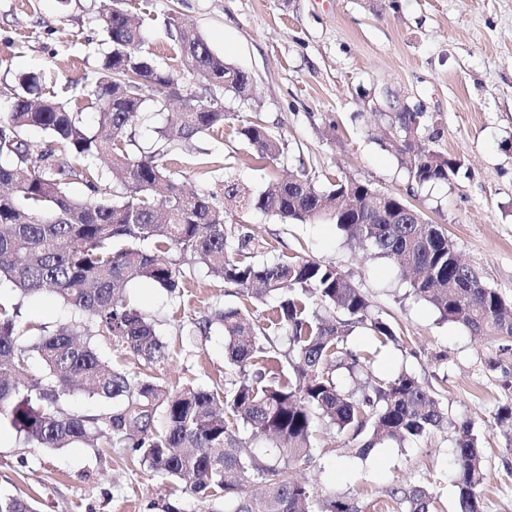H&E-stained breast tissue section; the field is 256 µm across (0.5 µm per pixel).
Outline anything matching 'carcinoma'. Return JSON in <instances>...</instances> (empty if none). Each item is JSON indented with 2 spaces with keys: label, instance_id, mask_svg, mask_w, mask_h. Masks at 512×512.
<instances>
[{
  "label": "carcinoma",
  "instance_id": "obj_1",
  "mask_svg": "<svg viewBox=\"0 0 512 512\" xmlns=\"http://www.w3.org/2000/svg\"><path fill=\"white\" fill-rule=\"evenodd\" d=\"M109 51L84 78L79 95L97 111L93 126L54 95L33 97L24 81L0 113V280L13 284L14 301H0V426L7 425L37 448L83 443L112 448L121 443L132 461L210 504V512H362L341 492L320 494L290 474L313 458L318 429L348 432L363 453L382 441L414 442L445 429L440 395L401 372L367 378L361 395L338 384L342 369L370 368L371 353L350 348L363 328L381 344L399 341L394 325L372 310L362 291L333 263L283 255L256 263L265 242L227 226L224 206L202 188L187 192L168 167L167 145L177 143L188 165L203 173L209 153L193 139L232 120L222 91L251 99L245 72L224 61L191 23L174 15L179 53L191 64L197 90L186 92L167 69L138 51L142 22L123 0L103 4ZM181 94L183 107L156 131L155 142L132 154L135 121L147 100L167 108ZM422 112H392L384 147L409 160V177L421 186L448 181L459 161L426 145L418 135ZM39 129L52 139L41 148L27 138ZM260 160L278 159L284 144L254 123L237 129ZM105 157L122 174L112 198L80 200L79 183L98 192L102 172L84 164ZM224 194L247 208L292 222L333 221L347 239L394 262L412 294L446 322L473 334L512 340V303L459 259L455 242L405 198L381 193L348 177L319 189L307 177L272 180L257 194L232 178ZM202 264L237 289L241 298L272 295L276 305L258 324L239 308L217 309L187 324L185 335L216 325L224 334L229 371L224 387L170 391L157 375L168 358L156 324L127 299L128 285L144 280L179 295L187 279L182 265ZM53 295L86 316L98 336L140 362L139 371L112 366L76 327L39 329L31 344L19 341L25 301ZM288 336V346L273 339ZM100 404L97 413L69 409L74 390ZM512 446V406L494 416ZM251 436L274 440L266 458L250 450L237 423ZM460 512H484L481 488L487 467L474 424L455 427ZM386 496L393 512H434L425 483L393 485ZM0 512H36L34 499L0 496Z\"/></svg>",
  "mask_w": 512,
  "mask_h": 512
}]
</instances>
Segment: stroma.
<instances>
[{
    "instance_id": "stroma-1",
    "label": "stroma",
    "mask_w": 512,
    "mask_h": 512,
    "mask_svg": "<svg viewBox=\"0 0 512 512\" xmlns=\"http://www.w3.org/2000/svg\"><path fill=\"white\" fill-rule=\"evenodd\" d=\"M124 2L143 20V54L187 89L195 79L167 21L177 15L194 23L215 53L253 81L254 101L223 95L225 111L264 124L284 145L279 160L265 164L253 160L231 129L198 137L195 145L208 151L211 171L197 173L175 149L169 165L179 181L220 196L229 174L256 194L272 177L302 170L319 187L347 176L406 196L443 225L462 260L512 302V0ZM99 3L0 0V100L30 75L39 77L44 92L71 98L107 49ZM404 105L427 116L421 139L460 161L448 181L412 187L407 163L384 148L388 114ZM225 210L228 223L267 241L257 262L296 254L335 263L402 336L378 349L358 330L352 348L374 349L378 376L405 371L439 390L448 411L445 432L383 442L365 456L350 435H318L313 460L294 466V478L321 493L348 494L364 512H383L392 485L425 480L436 494L435 512H459L451 426L468 419L488 464L484 510L512 512V454L493 425L512 393L503 389L501 371L487 365L499 354V340L441 320L413 297L389 260L366 254L331 222L291 223L230 201ZM184 271L191 284L184 297L148 282L133 284L131 295L169 346L162 379L174 387L220 386L228 368L222 330L188 337L181 329L188 319L244 301L203 266ZM82 321L62 300L44 296L23 305L20 341L32 343L40 327L52 331ZM0 494L34 498L39 512H160L176 497L188 512L209 508L171 481L130 465L122 448H37L7 426L0 428Z\"/></svg>"
}]
</instances>
